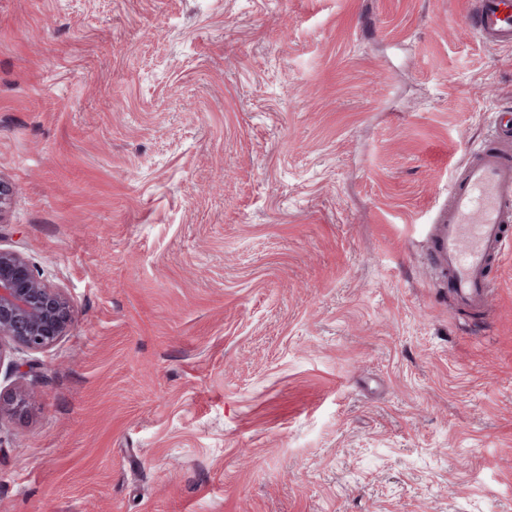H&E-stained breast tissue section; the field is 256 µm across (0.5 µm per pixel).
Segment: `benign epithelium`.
<instances>
[{"mask_svg":"<svg viewBox=\"0 0 512 512\" xmlns=\"http://www.w3.org/2000/svg\"><path fill=\"white\" fill-rule=\"evenodd\" d=\"M75 318L72 301L50 285L20 251L0 248V361L6 347L41 351L61 339ZM29 394L0 395V415L18 413Z\"/></svg>","mask_w":512,"mask_h":512,"instance_id":"1","label":"benign epithelium"}]
</instances>
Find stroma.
<instances>
[{
    "label": "stroma",
    "mask_w": 512,
    "mask_h": 512,
    "mask_svg": "<svg viewBox=\"0 0 512 512\" xmlns=\"http://www.w3.org/2000/svg\"><path fill=\"white\" fill-rule=\"evenodd\" d=\"M468 0H0V512H512V252L425 243L512 108ZM35 360L38 375L24 363ZM75 318L72 301L20 251L0 248V366L10 345L41 351Z\"/></svg>",
    "instance_id": "35a3bbf8"
}]
</instances>
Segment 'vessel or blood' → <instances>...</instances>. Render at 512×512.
<instances>
[{
	"label": "vessel or blood",
	"instance_id": "b4317fda",
	"mask_svg": "<svg viewBox=\"0 0 512 512\" xmlns=\"http://www.w3.org/2000/svg\"><path fill=\"white\" fill-rule=\"evenodd\" d=\"M467 23L488 45H512V0H470ZM494 146L472 153L448 187L428 239L455 299L473 310L489 306V274L512 250V115L497 126Z\"/></svg>",
	"mask_w": 512,
	"mask_h": 512
}]
</instances>
